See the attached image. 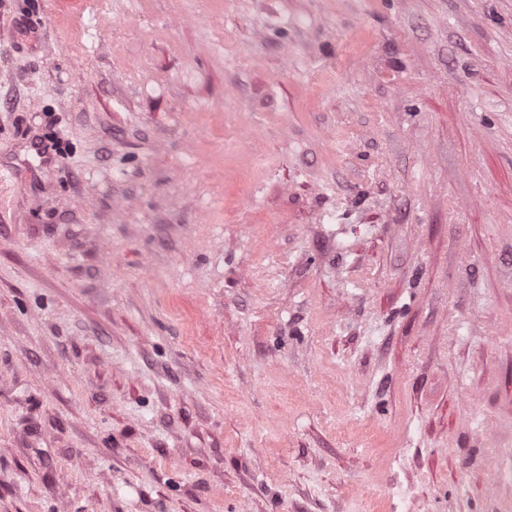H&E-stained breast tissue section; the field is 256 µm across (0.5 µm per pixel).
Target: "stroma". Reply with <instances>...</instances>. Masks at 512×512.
I'll return each mask as SVG.
<instances>
[{
    "label": "stroma",
    "mask_w": 512,
    "mask_h": 512,
    "mask_svg": "<svg viewBox=\"0 0 512 512\" xmlns=\"http://www.w3.org/2000/svg\"><path fill=\"white\" fill-rule=\"evenodd\" d=\"M0 512H512V0H0Z\"/></svg>",
    "instance_id": "stroma-1"
}]
</instances>
